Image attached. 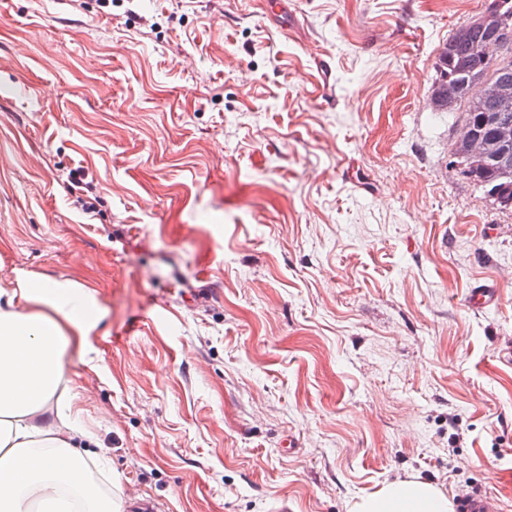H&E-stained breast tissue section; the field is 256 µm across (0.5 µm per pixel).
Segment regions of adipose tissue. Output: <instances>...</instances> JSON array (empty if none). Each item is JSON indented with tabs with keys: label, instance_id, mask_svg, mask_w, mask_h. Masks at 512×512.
Masks as SVG:
<instances>
[{
	"label": "adipose tissue",
	"instance_id": "adipose-tissue-1",
	"mask_svg": "<svg viewBox=\"0 0 512 512\" xmlns=\"http://www.w3.org/2000/svg\"><path fill=\"white\" fill-rule=\"evenodd\" d=\"M103 318L95 293L64 277L18 275L0 288V512H72L89 465L78 396L63 388L65 357L77 349L94 365ZM354 512H453L447 496L422 480H400L361 498Z\"/></svg>",
	"mask_w": 512,
	"mask_h": 512
}]
</instances>
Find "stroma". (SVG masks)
Returning a JSON list of instances; mask_svg holds the SVG:
<instances>
[{
	"instance_id": "1",
	"label": "stroma",
	"mask_w": 512,
	"mask_h": 512,
	"mask_svg": "<svg viewBox=\"0 0 512 512\" xmlns=\"http://www.w3.org/2000/svg\"><path fill=\"white\" fill-rule=\"evenodd\" d=\"M484 4L0 0V287L97 293V367L66 361L103 498L512 512V210L430 104ZM351 512H453L448 496L429 482L400 480L363 497Z\"/></svg>"
}]
</instances>
